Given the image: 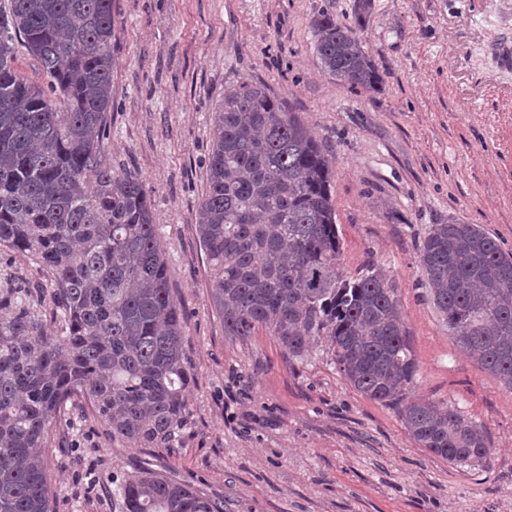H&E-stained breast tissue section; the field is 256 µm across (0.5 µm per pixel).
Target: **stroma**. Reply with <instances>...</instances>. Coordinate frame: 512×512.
<instances>
[{
	"label": "stroma",
	"instance_id": "obj_1",
	"mask_svg": "<svg viewBox=\"0 0 512 512\" xmlns=\"http://www.w3.org/2000/svg\"><path fill=\"white\" fill-rule=\"evenodd\" d=\"M359 0H112L106 151L151 192L193 381L171 448L116 441L72 410L47 443L55 512H112V480L141 466L221 500L224 512H512V389L482 370L433 305L420 264L432 225L477 224L512 252V0H370L373 95L326 75L321 12ZM262 82L315 135L349 275L392 276L418 363L412 396L483 427L490 452L452 464L418 445L396 407L344 379L323 343L289 358L258 332L224 334L197 229L214 117L239 80Z\"/></svg>",
	"mask_w": 512,
	"mask_h": 512
}]
</instances>
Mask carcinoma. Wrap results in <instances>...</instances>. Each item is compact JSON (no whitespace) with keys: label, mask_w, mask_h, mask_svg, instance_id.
Returning <instances> with one entry per match:
<instances>
[{"label":"carcinoma","mask_w":512,"mask_h":512,"mask_svg":"<svg viewBox=\"0 0 512 512\" xmlns=\"http://www.w3.org/2000/svg\"><path fill=\"white\" fill-rule=\"evenodd\" d=\"M354 24L314 17L323 71L364 95L382 80ZM45 82L15 66L16 43ZM112 111V0L0 2V250L45 270L64 331L41 296L0 281V512H55L46 443L67 405L112 441L173 447L188 408L182 310L151 196L104 158ZM334 173L312 132L260 82L224 92L198 232L224 335L260 329L291 358L325 340L351 387L400 407L414 441L454 464L489 452L461 412L405 390L418 371L397 288L377 265H339ZM420 263L448 335L512 389V253L477 224H435ZM118 512H224V503L148 468L112 481Z\"/></svg>","instance_id":"cac0c4a2"}]
</instances>
